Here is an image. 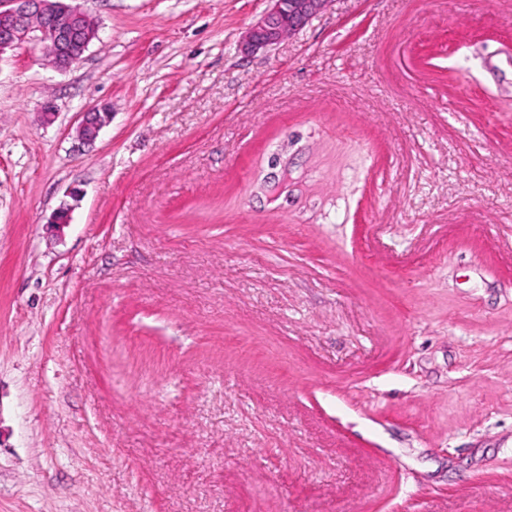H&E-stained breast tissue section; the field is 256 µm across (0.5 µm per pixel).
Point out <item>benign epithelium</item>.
<instances>
[{
    "label": "benign epithelium",
    "mask_w": 512,
    "mask_h": 512,
    "mask_svg": "<svg viewBox=\"0 0 512 512\" xmlns=\"http://www.w3.org/2000/svg\"><path fill=\"white\" fill-rule=\"evenodd\" d=\"M265 14L246 31L241 49L255 53L272 47L287 36L300 30L309 20L322 11L328 0H268ZM61 11L65 21L57 26L38 29L37 39L43 44L46 58L60 69L76 64L97 37L88 32L84 24L88 14L79 5L66 4L63 0H0V56L32 39V20ZM111 112L105 107H92L82 113L76 126L77 139L82 145L96 141L101 130L109 123Z\"/></svg>",
    "instance_id": "1"
}]
</instances>
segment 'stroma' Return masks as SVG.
I'll return each mask as SVG.
<instances>
[{
    "instance_id": "1",
    "label": "stroma",
    "mask_w": 512,
    "mask_h": 512,
    "mask_svg": "<svg viewBox=\"0 0 512 512\" xmlns=\"http://www.w3.org/2000/svg\"><path fill=\"white\" fill-rule=\"evenodd\" d=\"M76 2L0 56V512H512V0ZM60 10L53 12L50 9ZM49 13H63L65 21L57 26L37 29L38 36L30 35L32 20ZM88 14L79 5L58 0L52 5L48 0L0 1V56L32 38L42 44L46 58L56 68L66 69L76 64L97 37L84 28ZM39 32V33H38ZM329 0H268L265 14L246 31L241 49L255 53L277 45L322 11ZM111 112L106 107H92L82 113L76 126L77 139L82 145L93 144L101 130L109 123Z\"/></svg>"
}]
</instances>
